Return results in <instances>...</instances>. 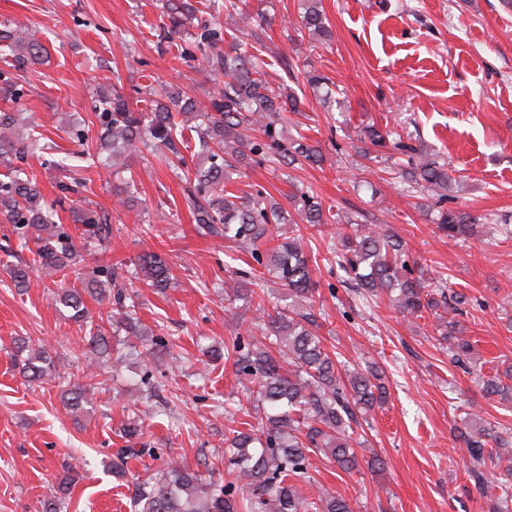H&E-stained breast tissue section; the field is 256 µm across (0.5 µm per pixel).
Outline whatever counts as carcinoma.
I'll list each match as a JSON object with an SVG mask.
<instances>
[{
    "label": "carcinoma",
    "mask_w": 512,
    "mask_h": 512,
    "mask_svg": "<svg viewBox=\"0 0 512 512\" xmlns=\"http://www.w3.org/2000/svg\"><path fill=\"white\" fill-rule=\"evenodd\" d=\"M161 0L156 30L166 46L176 50L173 58L200 61L215 76L213 91L204 105L187 92L165 83L148 87L147 111H133L116 88L101 86L95 93L94 114L99 122L101 148L109 150L112 166L130 159L142 149L166 148L175 155L168 161L172 171L189 183V202L194 223L205 233L250 253L253 261L277 279L285 305L270 313L265 300L250 287L253 276L237 273L225 284L227 316L240 323L253 317L243 332L213 349L203 361L206 368L223 358L233 361L237 385L254 410L261 413L257 428L232 431L224 449L227 477H209L184 461L171 458L162 448H149L142 441L143 421L135 415L123 427L126 447L111 459L112 474L124 478L127 459L148 455L162 467L137 478L130 498L131 512H352L348 501L321 488L316 498L302 494L300 484L309 482V453L318 452L346 474L359 468L356 429L375 408L387 400L384 372L377 366L350 367L329 352L313 329L316 282L312 277L309 239L300 225L355 224L350 213L331 212L314 193L295 189L290 206L280 203L265 188L250 193L230 189L241 169L274 164L301 168L324 161L321 145L307 137L288 135L286 112H300L303 100L285 83L273 85L263 78L265 59L235 41L222 48L226 35L254 33L261 18L238 7L236 0ZM224 16V22L218 17ZM294 24L315 41L330 38L321 0H302ZM0 44L15 48L18 61L43 60L46 48L36 34L19 24L0 25ZM314 92L327 86L328 78L315 69L301 76ZM23 86L8 76L0 78V97L15 102ZM195 132L194 151L188 166L175 147L174 137ZM359 154L369 159L371 151L387 149L397 156L399 178L408 188L431 200L438 228L456 238L468 237L483 217L447 206L457 178L438 156L419 144L411 145L391 137L376 124L362 128ZM47 149L40 128L10 108L0 109V161L9 166L0 181V217L11 226L23 246L34 244L38 267L46 275L62 274L82 265L85 256L106 249L111 227L105 216L78 202L69 209L71 224L81 225L80 235L63 224L36 180L22 161ZM107 160L90 159L81 164L77 153L55 162L73 174L59 186L68 196L86 186L84 172ZM289 225V232L282 231ZM328 253L347 275L350 291L368 297L385 295L393 309L405 318L430 313L435 318L434 340L448 350L456 363L475 369L478 384L487 398L512 399V366L503 373L484 377L483 362L465 330L455 319L462 300L448 303V285L442 278H428L422 268L409 265L405 242L389 228L363 226L352 233H337ZM14 287H30L33 267L22 261L8 265ZM141 284L160 293L175 287L170 260L150 252L139 256L133 268L123 264L97 266L86 278L82 290L62 288L53 296L56 305L69 312L71 320L86 328L81 337L80 357L87 372L105 360H112V372H119L129 356L144 366L143 383L151 387L153 365L158 354L170 352L171 340L143 325L128 288ZM110 309L108 323L123 338L110 344L101 326L94 325L84 296ZM16 365L28 382L53 379L56 357L46 348L32 349L24 339L16 340ZM64 408L78 413L88 405L87 390L75 386L62 397ZM469 452V476L485 482V471L496 467L512 477V431H501L479 411L468 414L460 432ZM75 467L68 465L60 481L48 487L42 512H60L62 496L74 481Z\"/></svg>",
    "instance_id": "obj_1"
}]
</instances>
